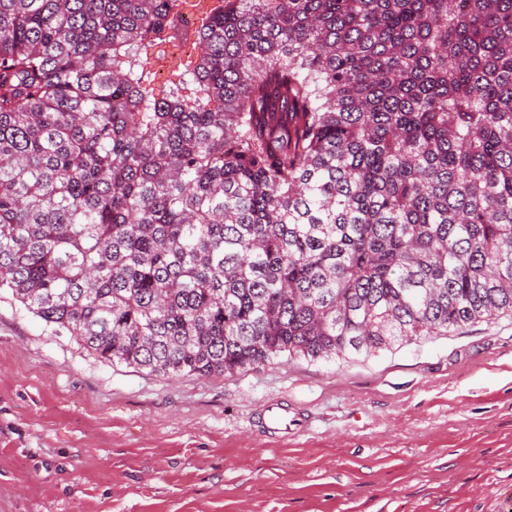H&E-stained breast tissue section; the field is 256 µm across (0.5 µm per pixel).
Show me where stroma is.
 I'll return each instance as SVG.
<instances>
[{
	"label": "stroma",
	"mask_w": 512,
	"mask_h": 512,
	"mask_svg": "<svg viewBox=\"0 0 512 512\" xmlns=\"http://www.w3.org/2000/svg\"><path fill=\"white\" fill-rule=\"evenodd\" d=\"M271 400L305 430L267 436ZM0 512H512V316L350 362L169 378L1 292Z\"/></svg>",
	"instance_id": "1"
}]
</instances>
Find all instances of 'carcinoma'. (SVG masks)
Returning a JSON list of instances; mask_svg holds the SVG:
<instances>
[{"instance_id":"1","label":"carcinoma","mask_w":512,"mask_h":512,"mask_svg":"<svg viewBox=\"0 0 512 512\" xmlns=\"http://www.w3.org/2000/svg\"><path fill=\"white\" fill-rule=\"evenodd\" d=\"M0 0V290L105 362L353 360L512 314V0Z\"/></svg>"}]
</instances>
